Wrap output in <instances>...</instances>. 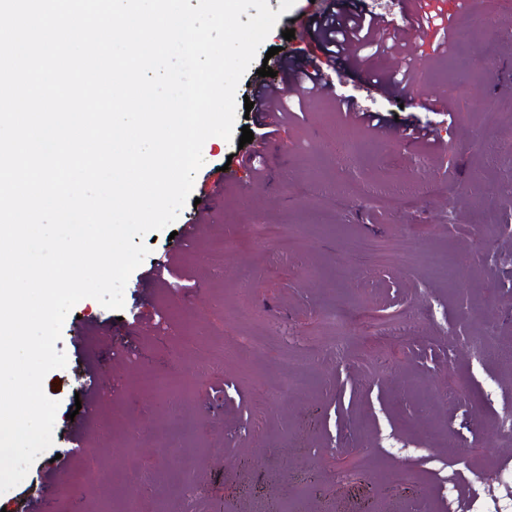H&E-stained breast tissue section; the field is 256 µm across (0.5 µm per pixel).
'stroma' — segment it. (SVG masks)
<instances>
[{"label": "stroma", "instance_id": "obj_1", "mask_svg": "<svg viewBox=\"0 0 512 512\" xmlns=\"http://www.w3.org/2000/svg\"><path fill=\"white\" fill-rule=\"evenodd\" d=\"M431 8L484 17L473 43L436 53L432 27L411 48L418 86L450 97L453 113L385 94L354 69L327 74L338 95L430 129L446 152L382 140L321 100L271 133L254 128L263 180L240 161L253 144L209 138L192 202L156 232L123 308L85 298L68 313L55 344L67 365L43 382L59 403L53 443L0 494V512H20L70 448L68 414L95 374L122 389L88 427L96 449L69 472L56 512H74V490L84 512L99 501L112 512H257L263 498L281 512H337L358 483L377 512H483L498 470L512 471L494 432L512 409V369L481 354L512 345V0ZM316 9L295 0L260 53L302 49L325 64L299 29ZM216 188L200 216L194 199ZM398 239L416 264L369 248ZM178 251L185 278H149ZM395 322L403 334H389ZM80 330L113 341L85 345ZM169 376L176 388L158 390ZM185 419L195 434L179 433Z\"/></svg>", "mask_w": 512, "mask_h": 512}]
</instances>
